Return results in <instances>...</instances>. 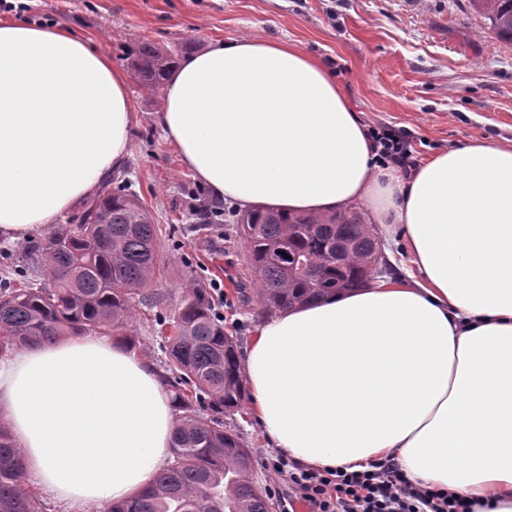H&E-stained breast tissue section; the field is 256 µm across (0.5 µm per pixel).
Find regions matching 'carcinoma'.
I'll use <instances>...</instances> for the list:
<instances>
[{
	"mask_svg": "<svg viewBox=\"0 0 512 512\" xmlns=\"http://www.w3.org/2000/svg\"><path fill=\"white\" fill-rule=\"evenodd\" d=\"M468 3L490 38L512 45V0ZM124 47L135 83L159 97L176 66L172 52L136 37ZM226 213L238 224L267 310L360 288L373 275L376 230L357 211L302 215L255 207L226 212L206 198L192 207L200 224ZM161 232L126 178L112 176L80 216L30 242L19 256L4 259L15 276L0 286V352L97 329L119 332L122 344L134 350L139 344L132 330L134 306L155 312L166 356L161 379L179 412L172 461L149 490L112 504L107 512H270L250 449L224 429V413L239 407L245 395L238 337L224 331L214 300L196 282L183 289L173 316L161 312L166 298L152 287ZM23 470L21 450L0 427V512H39L22 486Z\"/></svg>",
	"mask_w": 512,
	"mask_h": 512,
	"instance_id": "obj_1",
	"label": "carcinoma"
}]
</instances>
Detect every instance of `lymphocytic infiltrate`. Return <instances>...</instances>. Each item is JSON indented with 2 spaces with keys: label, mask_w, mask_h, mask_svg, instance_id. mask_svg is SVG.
<instances>
[{
  "label": "lymphocytic infiltrate",
  "mask_w": 512,
  "mask_h": 512,
  "mask_svg": "<svg viewBox=\"0 0 512 512\" xmlns=\"http://www.w3.org/2000/svg\"><path fill=\"white\" fill-rule=\"evenodd\" d=\"M379 166L413 167L412 140L403 129L369 127ZM267 467L280 512H474L468 500L409 481L393 463L366 470L305 468L273 455Z\"/></svg>",
  "instance_id": "obj_1"
}]
</instances>
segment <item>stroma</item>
<instances>
[{
  "instance_id": "1",
  "label": "stroma",
  "mask_w": 512,
  "mask_h": 512,
  "mask_svg": "<svg viewBox=\"0 0 512 512\" xmlns=\"http://www.w3.org/2000/svg\"><path fill=\"white\" fill-rule=\"evenodd\" d=\"M37 21L61 27L130 70L119 38L134 33L184 57L247 38L296 44L319 59L364 124L408 130L415 156L473 140L512 145V46L483 35L467 0H30ZM134 125L122 174L160 224L159 290L174 313L184 285L220 291L227 333L247 345L266 313L234 224H199L189 207L205 192L158 123L163 102L128 83ZM243 400L224 426L254 455L255 478L273 481L275 450Z\"/></svg>"
}]
</instances>
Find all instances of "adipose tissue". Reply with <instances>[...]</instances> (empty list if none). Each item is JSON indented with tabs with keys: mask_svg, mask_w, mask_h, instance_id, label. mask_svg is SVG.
<instances>
[{
	"mask_svg": "<svg viewBox=\"0 0 512 512\" xmlns=\"http://www.w3.org/2000/svg\"><path fill=\"white\" fill-rule=\"evenodd\" d=\"M127 76L75 33L0 19V235L51 223L127 156ZM160 123L216 199L323 214L364 203L403 227L416 280L277 312L241 354L253 414L304 467L395 462L407 479L512 512V147L472 141L382 169L316 58L235 39L185 57ZM0 421L26 481L63 512L126 500L162 468L174 409L107 336L0 359Z\"/></svg>",
	"mask_w": 512,
	"mask_h": 512,
	"instance_id": "1",
	"label": "adipose tissue"
}]
</instances>
